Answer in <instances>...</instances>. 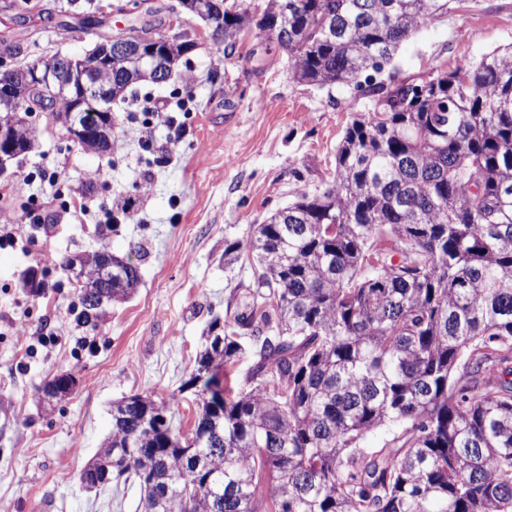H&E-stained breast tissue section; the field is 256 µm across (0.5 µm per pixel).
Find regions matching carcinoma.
Returning a JSON list of instances; mask_svg holds the SVG:
<instances>
[{
	"mask_svg": "<svg viewBox=\"0 0 512 512\" xmlns=\"http://www.w3.org/2000/svg\"><path fill=\"white\" fill-rule=\"evenodd\" d=\"M222 2L208 28L228 48L255 28L293 79L357 89L453 0ZM54 9L97 37L90 0ZM364 96L328 186L225 248L253 282L208 324L195 368L211 373L181 386L189 437L164 399L112 404L96 456L139 487L138 512H512V48ZM26 116L3 132L33 147ZM109 258L119 300L139 268ZM78 296L96 327L105 305Z\"/></svg>",
	"mask_w": 512,
	"mask_h": 512,
	"instance_id": "obj_1",
	"label": "carcinoma"
}]
</instances>
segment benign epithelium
<instances>
[{"instance_id":"7a95c632","label":"benign epithelium","mask_w":512,"mask_h":512,"mask_svg":"<svg viewBox=\"0 0 512 512\" xmlns=\"http://www.w3.org/2000/svg\"><path fill=\"white\" fill-rule=\"evenodd\" d=\"M180 6L188 7L204 18L222 11L217 0H182ZM173 44L171 39L135 28L125 35L97 44L81 58L55 54L44 67L19 69L0 81V111H17L22 102L36 93L54 105L65 99L72 103L67 117L71 138L90 142L95 152L104 155L111 143L112 120L101 125L92 137L85 135L80 123V116L88 105H96L100 112H110L112 94H105L98 88L97 73L113 69L130 86L151 72L156 82L162 83L168 78L165 59Z\"/></svg>"}]
</instances>
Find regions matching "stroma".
<instances>
[{"mask_svg":"<svg viewBox=\"0 0 512 512\" xmlns=\"http://www.w3.org/2000/svg\"><path fill=\"white\" fill-rule=\"evenodd\" d=\"M107 6L105 34L151 25L193 47L168 81L144 82L112 104V149L101 155L60 136L52 117L36 119L37 144L0 175V220L13 222L15 248L0 250V512H137L138 487L83 490L78 477L112 428L113 401L131 394L174 395L173 424L190 431L195 395L181 385L194 366L213 316L224 315L232 292L253 280L248 259L229 264L224 248L246 241L299 191L323 190L335 170L336 148L351 117L368 101L346 86L295 81L288 56L252 30L226 52L195 18L176 21V0H96ZM0 63L8 67L61 53L79 57L89 38L0 19ZM512 45V0H453L447 16L404 42L386 72L421 78L433 67ZM169 104L179 126L151 121L144 99ZM151 127L158 148L139 145ZM62 172L60 184L25 185L27 173ZM53 199L49 225L20 223L30 195ZM128 207L106 229L108 209ZM107 248L139 265L141 282L112 303L96 328L78 327V293L61 267L68 255ZM48 287L35 297L21 288L27 269ZM58 327L57 345L35 330ZM94 341L81 349L79 338ZM72 374L76 392L45 400L44 389Z\"/></svg>","mask_w":512,"mask_h":512,"instance_id":"35a3bbf8","label":"stroma"}]
</instances>
